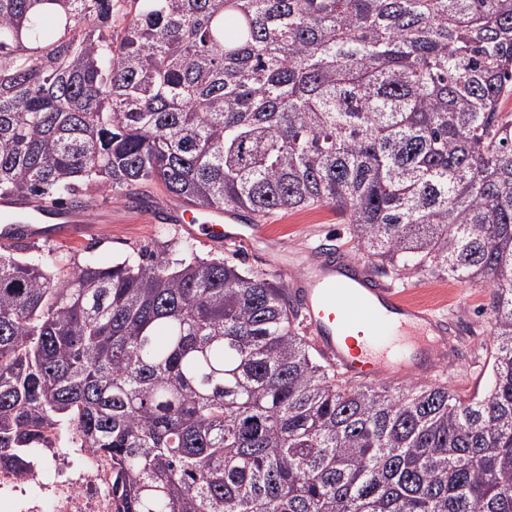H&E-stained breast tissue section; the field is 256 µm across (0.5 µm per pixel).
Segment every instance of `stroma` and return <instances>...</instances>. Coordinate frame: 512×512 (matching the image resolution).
<instances>
[{
	"mask_svg": "<svg viewBox=\"0 0 512 512\" xmlns=\"http://www.w3.org/2000/svg\"><path fill=\"white\" fill-rule=\"evenodd\" d=\"M153 209H145L128 201L112 199L107 193L97 194L88 215L95 226L93 234L74 239L53 236L27 241L29 253L52 251L65 256L76 267L95 260L103 264L116 261L133 251L154 247L156 211L179 207L160 187H153ZM269 242L248 246L227 242L217 246L203 237L192 238L196 254L204 259L232 258L235 264L259 272L274 273L281 264L302 266L315 247L325 244L337 251L362 258L355 239L346 225L338 223L335 213L327 207L280 214L267 223ZM400 290L414 302L434 307L438 314L456 323L460 333L448 348L453 353L446 369L433 374L432 380L463 394L484 393L490 378L487 368L489 343L488 301L486 289L465 282L444 281L416 275L401 282Z\"/></svg>",
	"mask_w": 512,
	"mask_h": 512,
	"instance_id": "obj_1",
	"label": "stroma"
}]
</instances>
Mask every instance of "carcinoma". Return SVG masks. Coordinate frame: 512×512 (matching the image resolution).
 I'll return each instance as SVG.
<instances>
[{
	"instance_id": "obj_1",
	"label": "carcinoma",
	"mask_w": 512,
	"mask_h": 512,
	"mask_svg": "<svg viewBox=\"0 0 512 512\" xmlns=\"http://www.w3.org/2000/svg\"><path fill=\"white\" fill-rule=\"evenodd\" d=\"M512 0H0V198L331 208L378 276L489 292L490 389L341 376L288 282L170 238L0 251V465L117 512H512ZM73 454L53 470L54 461L42 457L38 467L25 473L0 468V512H116L112 500V464L108 458L85 448H70ZM4 509H3V508Z\"/></svg>"
}]
</instances>
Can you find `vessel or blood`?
<instances>
[{
	"mask_svg": "<svg viewBox=\"0 0 512 512\" xmlns=\"http://www.w3.org/2000/svg\"><path fill=\"white\" fill-rule=\"evenodd\" d=\"M13 213L17 224L9 231L0 229V248L42 235L45 221H52L59 236L76 237L90 232L87 220L68 208L36 200L18 202L0 199V213ZM190 236L205 235L215 243L238 241L249 236L256 243L267 239L264 225L253 224L241 234L233 215L213 209L196 219L190 208L169 213ZM290 293L302 306L307 331L322 357L345 377L365 382L388 375L387 362L356 349L354 338L376 342L387 328L427 336L424 344L414 345L406 369L416 373L432 368L443 357L448 327L433 308L411 302L404 292L374 277L366 263L338 260L323 254L313 255L305 267L291 277Z\"/></svg>",
	"mask_w": 512,
	"mask_h": 512,
	"instance_id": "vessel-or-blood-1",
	"label": "vessel or blood"
}]
</instances>
